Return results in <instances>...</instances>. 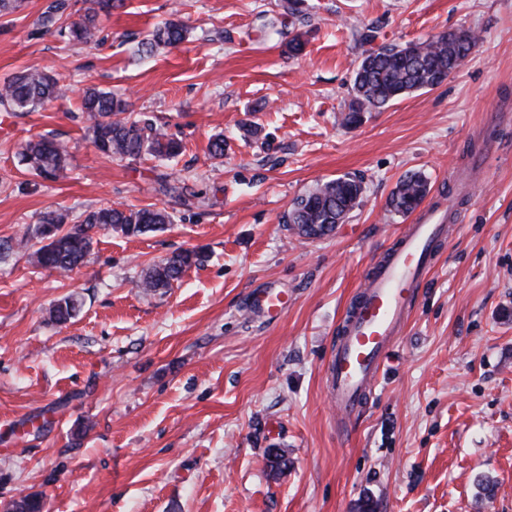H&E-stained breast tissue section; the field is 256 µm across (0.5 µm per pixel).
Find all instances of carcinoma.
Wrapping results in <instances>:
<instances>
[{"mask_svg":"<svg viewBox=\"0 0 512 512\" xmlns=\"http://www.w3.org/2000/svg\"><path fill=\"white\" fill-rule=\"evenodd\" d=\"M116 7V0H52L41 13L39 27L56 30L68 41L79 44L101 42L99 18ZM283 11L261 17L258 31L262 38L284 35L287 19L304 12L303 0H284ZM188 28L176 20L157 24L141 52L151 55L161 48L173 47L186 40ZM476 37L467 29L449 31L439 39L410 42L405 45H382L367 51L358 63L352 79V97L344 114L347 125L361 122L362 114L387 107L406 94L442 84L448 75L467 58ZM65 93L60 79L44 71H26L0 86V108L6 112H33L47 102L58 100ZM80 112L95 148L107 157L135 159L147 152L154 157L170 159L182 151V143L162 130L145 114L128 112L124 100L112 92L96 87L87 89L80 101ZM69 149L54 138L26 142L20 151V161L38 176L53 180L68 163ZM429 192L426 180L417 174L400 180L389 201L390 207L406 215L415 211ZM361 182L353 177L329 180L294 199L283 216L298 235L302 225L315 224L313 238L331 234L336 224L359 205ZM66 216L44 215L35 234L47 244L33 252V261L42 267L68 272L83 263L90 251V231L97 226H118L129 235L144 234L171 223L162 209L143 208L123 211L101 208L89 213L82 224L72 231L58 234ZM198 253L182 250L173 253L150 271L143 281L149 289L167 288L182 272L196 263ZM78 301L72 296L58 300L52 307L51 318L57 324L67 323L76 313Z\"/></svg>","mask_w":512,"mask_h":512,"instance_id":"cac0c4a2","label":"carcinoma"}]
</instances>
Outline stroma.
Returning <instances> with one entry per match:
<instances>
[{
    "label": "stroma",
    "mask_w": 512,
    "mask_h": 512,
    "mask_svg": "<svg viewBox=\"0 0 512 512\" xmlns=\"http://www.w3.org/2000/svg\"><path fill=\"white\" fill-rule=\"evenodd\" d=\"M51 0L0 16V84L26 68L65 98L0 110V505L46 512H512V0H307L301 54L254 32L281 0H123L104 39L40 30ZM177 17L187 40L143 39ZM376 45L454 29L479 40L441 85L348 126L353 71ZM230 39H220V32ZM112 92L183 143L172 161L107 157L79 112ZM224 136L223 157L209 143ZM69 146L63 176L22 165L26 141ZM483 156L435 249L367 404L338 429L327 364L374 259L413 222L389 199L409 173L426 205ZM344 175L360 205L324 238L282 222L292 199ZM161 208L163 229L92 232L84 263L35 265L42 215ZM199 252L171 287L147 272ZM278 295L271 317L253 305ZM71 295L67 323L48 311ZM288 461L273 471L269 449Z\"/></svg>",
    "instance_id": "1"
}]
</instances>
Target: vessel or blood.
<instances>
[{
  "mask_svg": "<svg viewBox=\"0 0 512 512\" xmlns=\"http://www.w3.org/2000/svg\"><path fill=\"white\" fill-rule=\"evenodd\" d=\"M445 218L444 209L432 206L420 214L376 261L345 318L327 367L329 394L341 422L362 408L401 334L417 288L431 268L433 243L449 232Z\"/></svg>",
  "mask_w": 512,
  "mask_h": 512,
  "instance_id": "vessel-or-blood-1",
  "label": "vessel or blood"
}]
</instances>
